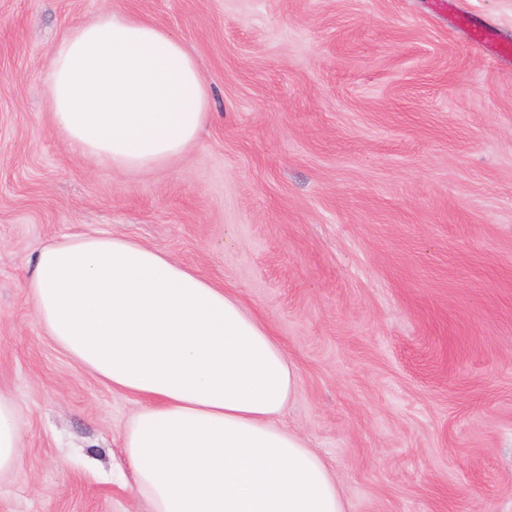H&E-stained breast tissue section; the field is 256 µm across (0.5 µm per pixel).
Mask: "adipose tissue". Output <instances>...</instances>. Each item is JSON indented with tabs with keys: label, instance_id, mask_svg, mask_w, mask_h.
<instances>
[{
	"label": "adipose tissue",
	"instance_id": "ef3b65f1",
	"mask_svg": "<svg viewBox=\"0 0 512 512\" xmlns=\"http://www.w3.org/2000/svg\"><path fill=\"white\" fill-rule=\"evenodd\" d=\"M46 96L72 151L126 172L192 148L211 103L183 40L112 9L53 47ZM26 288L63 352L142 398L123 448L150 512H348L334 473L280 422L293 363L222 285L160 250L90 233L45 244ZM21 448L16 406L0 395V477Z\"/></svg>",
	"mask_w": 512,
	"mask_h": 512
}]
</instances>
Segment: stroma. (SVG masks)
<instances>
[{
    "label": "stroma",
    "mask_w": 512,
    "mask_h": 512,
    "mask_svg": "<svg viewBox=\"0 0 512 512\" xmlns=\"http://www.w3.org/2000/svg\"><path fill=\"white\" fill-rule=\"evenodd\" d=\"M0 0V392L23 451L0 512H149L138 401L60 350L25 276L105 232L223 282L297 372L283 420L348 512H512V0ZM109 8L178 35L212 90L197 144L119 173L73 155L44 93Z\"/></svg>",
    "instance_id": "1"
}]
</instances>
